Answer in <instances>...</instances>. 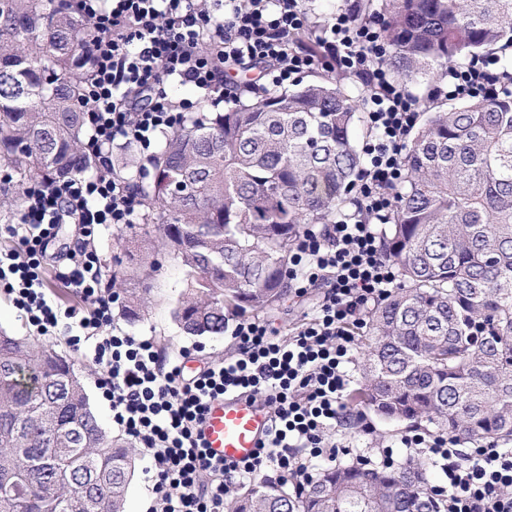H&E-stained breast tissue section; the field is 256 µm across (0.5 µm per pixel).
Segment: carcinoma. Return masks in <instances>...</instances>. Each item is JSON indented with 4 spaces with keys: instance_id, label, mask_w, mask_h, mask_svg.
<instances>
[{
    "instance_id": "obj_1",
    "label": "carcinoma",
    "mask_w": 512,
    "mask_h": 512,
    "mask_svg": "<svg viewBox=\"0 0 512 512\" xmlns=\"http://www.w3.org/2000/svg\"><path fill=\"white\" fill-rule=\"evenodd\" d=\"M388 12L387 65L425 88L422 121L381 227L399 287L366 309L362 382L348 396L389 424L512 444V94L438 104L432 83L485 53L512 70V0H358ZM97 30L75 0H0V164L19 177L97 170L80 112ZM291 40L309 53L315 30ZM346 78L267 90L163 133L137 187L144 234L188 271L173 308L191 336L289 298L305 229L353 201L371 135ZM151 289L136 288L130 319ZM136 449L98 422L81 370L58 345L0 330V512H126ZM429 463L326 464L302 483L265 478L225 512H443Z\"/></svg>"
}]
</instances>
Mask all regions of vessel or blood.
<instances>
[{
  "instance_id": "obj_1",
  "label": "vessel or blood",
  "mask_w": 512,
  "mask_h": 512,
  "mask_svg": "<svg viewBox=\"0 0 512 512\" xmlns=\"http://www.w3.org/2000/svg\"><path fill=\"white\" fill-rule=\"evenodd\" d=\"M270 431V409L261 399L227 393L208 402L198 428L200 442L215 460L251 459Z\"/></svg>"
}]
</instances>
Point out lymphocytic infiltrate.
I'll return each mask as SVG.
<instances>
[{"instance_id": "obj_1", "label": "lymphocytic infiltrate", "mask_w": 512, "mask_h": 512, "mask_svg": "<svg viewBox=\"0 0 512 512\" xmlns=\"http://www.w3.org/2000/svg\"><path fill=\"white\" fill-rule=\"evenodd\" d=\"M81 16L100 32L81 104L98 170L43 178L24 189L20 221L6 227L18 246L0 251V287L41 333L70 320L76 330L70 344L97 369L113 424L144 451L152 512H224L231 491L269 469L304 482L311 460L332 462L339 454L330 438L345 410L355 335L368 302L397 286L377 224L394 204L390 190L401 179L421 103L391 77L383 27L348 10L324 24L320 57L288 40L311 24L305 0H81ZM322 61L368 87L364 109L374 131L353 212L306 230L288 265L297 294L321 285L327 291L314 317L285 340L261 319L236 320L235 354L185 377L187 350L164 359L153 339L126 334L112 321L118 295L102 290L103 262L94 245L99 226L139 218L136 192L113 167L112 149H149L187 114L230 102L236 68L263 67L272 85L282 87ZM174 84L192 85L195 98L171 94ZM510 92L512 76L489 66L448 70V97ZM65 222L80 225L82 233L71 265L59 272L90 303L79 316L59 307L37 274ZM229 392L260 398L272 413L269 439L243 463L208 458L196 436L207 402ZM399 446L439 467L443 478L433 490L444 512H512V448L487 441L464 451L451 434H406Z\"/></svg>"}]
</instances>
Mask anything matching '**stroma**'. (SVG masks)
I'll return each mask as SVG.
<instances>
[{
    "instance_id": "stroma-1",
    "label": "stroma",
    "mask_w": 512,
    "mask_h": 512,
    "mask_svg": "<svg viewBox=\"0 0 512 512\" xmlns=\"http://www.w3.org/2000/svg\"><path fill=\"white\" fill-rule=\"evenodd\" d=\"M143 231L140 226L130 228L116 227L110 224L101 226L95 240V246L101 256L108 275L103 282L106 287L127 296L132 288L139 283L138 274L150 265H158L159 270L150 279L152 301L141 321L129 322L123 315L121 307L112 311L115 324L134 336H145L152 339L166 337L168 353H176L180 348H188L190 360L194 367H202L205 363L221 361L234 351L232 336H189L184 334L174 323L172 310L178 294L185 285L186 271L175 259L173 252L161 247V235L152 232L150 239L152 249L144 250L139 246ZM78 225H61L59 234L47 251V259L43 264L42 277L47 294L62 307L83 313L87 302L73 289L67 288L56 278L57 269L62 266V256L80 240ZM325 294L324 288H312L307 293L291 295L289 300L279 309L265 313L264 319L270 327L278 331L280 338H287L291 330L306 318L312 316ZM70 333L65 327H58L48 334L50 342L58 344L60 349L69 352L72 359L81 369L87 392L93 408L101 415L104 423H111L112 413L103 399L97 386V370L93 364L79 352L73 351L69 341ZM406 430L400 426H390L379 420L372 413L355 415L344 420L334 436L337 445L351 447L353 453L378 460V450L386 445L397 444Z\"/></svg>"
}]
</instances>
